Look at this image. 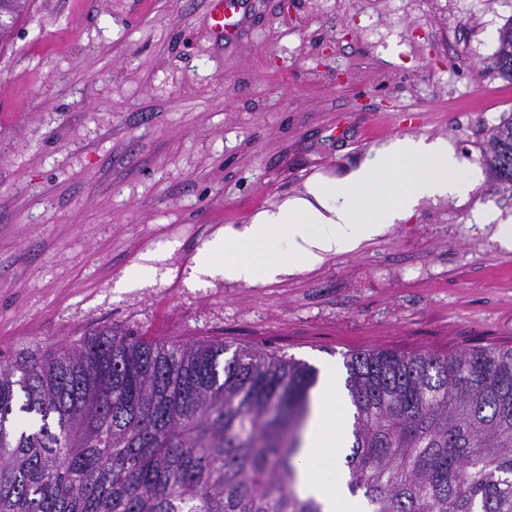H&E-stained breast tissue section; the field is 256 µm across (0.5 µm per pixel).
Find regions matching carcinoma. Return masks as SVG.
Instances as JSON below:
<instances>
[{
    "label": "carcinoma",
    "instance_id": "carcinoma-1",
    "mask_svg": "<svg viewBox=\"0 0 512 512\" xmlns=\"http://www.w3.org/2000/svg\"><path fill=\"white\" fill-rule=\"evenodd\" d=\"M28 0H0V40ZM494 68L512 81V21ZM485 165L512 189V117ZM110 328L0 365V512H320L292 464L316 371ZM368 512H512V348L346 356Z\"/></svg>",
    "mask_w": 512,
    "mask_h": 512
}]
</instances>
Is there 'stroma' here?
<instances>
[{"label": "stroma", "instance_id": "stroma-1", "mask_svg": "<svg viewBox=\"0 0 512 512\" xmlns=\"http://www.w3.org/2000/svg\"><path fill=\"white\" fill-rule=\"evenodd\" d=\"M32 0L0 44V363L93 330L273 351L345 380V354L512 348V217L483 174L359 250L271 284L190 283L227 225L443 138L481 169L512 116L493 67L512 0ZM133 285L118 287L120 278ZM209 29L219 39L232 34L236 23L231 21L234 13L241 8L237 0H206Z\"/></svg>", "mask_w": 512, "mask_h": 512}]
</instances>
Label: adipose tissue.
<instances>
[{"instance_id":"1","label":"adipose tissue","mask_w":512,"mask_h":512,"mask_svg":"<svg viewBox=\"0 0 512 512\" xmlns=\"http://www.w3.org/2000/svg\"><path fill=\"white\" fill-rule=\"evenodd\" d=\"M476 182V173L461 164L447 141L398 139L369 154L348 176L314 180L305 195L258 213L251 224L220 229L204 246L209 262L195 264L192 273L273 283L359 249L422 200L467 196ZM274 231L287 242L286 253H271ZM343 406L335 375H326L313 394L295 460L297 493L322 512H344L352 504L344 479L336 475L340 450L348 445Z\"/></svg>"}]
</instances>
